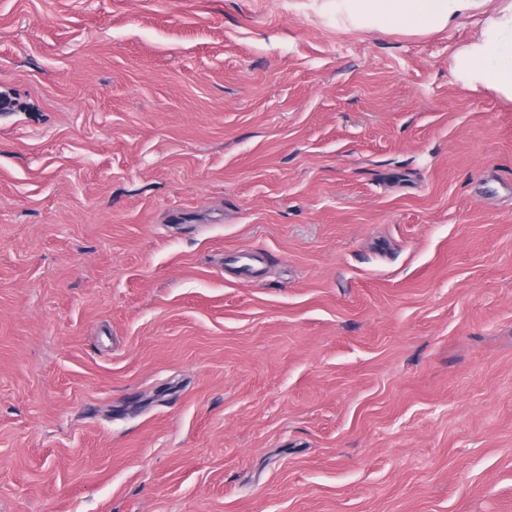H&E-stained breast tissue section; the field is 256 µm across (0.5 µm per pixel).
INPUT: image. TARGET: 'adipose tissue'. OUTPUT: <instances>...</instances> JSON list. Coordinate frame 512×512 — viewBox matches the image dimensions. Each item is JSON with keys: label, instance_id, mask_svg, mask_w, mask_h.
<instances>
[{"label": "adipose tissue", "instance_id": "obj_1", "mask_svg": "<svg viewBox=\"0 0 512 512\" xmlns=\"http://www.w3.org/2000/svg\"><path fill=\"white\" fill-rule=\"evenodd\" d=\"M491 0H322L344 28L427 34L450 28L466 17L485 18L475 42L460 53L463 70L476 82L512 100V0L489 11Z\"/></svg>", "mask_w": 512, "mask_h": 512}]
</instances>
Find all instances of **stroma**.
Returning a JSON list of instances; mask_svg holds the SVG:
<instances>
[{
	"label": "stroma",
	"instance_id": "35a3bbf8",
	"mask_svg": "<svg viewBox=\"0 0 512 512\" xmlns=\"http://www.w3.org/2000/svg\"><path fill=\"white\" fill-rule=\"evenodd\" d=\"M481 21L0 0V512H512Z\"/></svg>",
	"mask_w": 512,
	"mask_h": 512
}]
</instances>
